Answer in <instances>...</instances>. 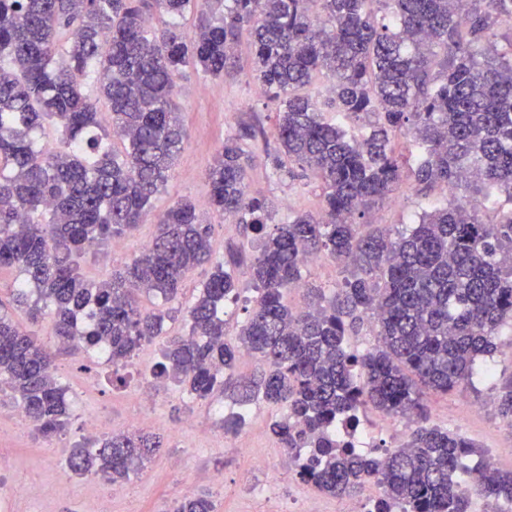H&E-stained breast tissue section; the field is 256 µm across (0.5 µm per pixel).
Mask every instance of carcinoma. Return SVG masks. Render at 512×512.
Returning a JSON list of instances; mask_svg holds the SVG:
<instances>
[{
	"label": "carcinoma",
	"instance_id": "obj_1",
	"mask_svg": "<svg viewBox=\"0 0 512 512\" xmlns=\"http://www.w3.org/2000/svg\"><path fill=\"white\" fill-rule=\"evenodd\" d=\"M0 0V269L24 281L13 298L34 321L53 313V335L108 352L115 379L161 335L170 311L144 312L138 297L170 303L194 269L212 264L187 309L188 333L170 337L154 377L193 401L226 390L243 353L259 375L235 383L242 407L261 397L285 415L270 430L304 454L298 475L330 495L366 483L381 488L375 512H473V496L512 506V470L461 478L477 452L464 436L429 427L424 391L472 382L476 362L496 351L512 320V0ZM387 18H378V9ZM172 22L159 28L154 16ZM195 17L193 29L176 20ZM68 34L66 44L61 35ZM248 36L252 78L278 112L269 155L275 173L310 170L322 207L272 224V206L249 196V145L261 131L241 124L224 140L207 179L209 205L255 234L249 276L254 305L240 345L224 336V302L238 279L212 261V225L180 200L157 221L150 248L104 279L80 259L134 230L154 208L181 152L174 88L192 64L214 78L241 72L235 47ZM331 92H310L317 76ZM112 130L98 121L99 102ZM362 123L355 133L349 124ZM59 134L53 150L31 133ZM425 188L470 191L499 213L458 202L423 213L395 234L361 231V220L407 178ZM342 264L327 305L294 310L285 295L301 282L300 256ZM373 320L377 344L349 351L345 337ZM45 437L70 418L51 352L0 315V387ZM371 404L418 425L385 459L353 446L355 414ZM498 413L512 427V379ZM342 424L347 438H336ZM165 447L161 434H113L72 450L68 471L129 478ZM173 512H214L187 495Z\"/></svg>",
	"mask_w": 512,
	"mask_h": 512
}]
</instances>
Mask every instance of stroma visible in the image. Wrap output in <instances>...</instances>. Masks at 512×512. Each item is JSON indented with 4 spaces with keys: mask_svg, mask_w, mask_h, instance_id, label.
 <instances>
[{
    "mask_svg": "<svg viewBox=\"0 0 512 512\" xmlns=\"http://www.w3.org/2000/svg\"><path fill=\"white\" fill-rule=\"evenodd\" d=\"M237 55L242 71L236 78H212L191 67L178 77L177 101L187 132L184 149L166 187L157 195L152 213L143 223L127 236L114 240L111 246L86 252L82 269L89 277L104 278L112 268L139 256L142 243L153 237L158 217L178 200L188 198L212 226L211 244L216 260L235 272L243 297L253 296L247 274L255 253L252 234L243 225L226 221L210 210L206 179L225 138L241 123L264 131L250 147L249 194L273 202L274 219L278 222L296 212L319 211L322 191L313 174L292 180L277 175L271 168L268 155L276 146L272 134L276 114L265 107L251 77L252 50L248 38H241ZM444 196V190L438 187L422 193L403 184L374 212L371 222L384 229H400L416 222ZM340 270V264L329 256H317L313 263L302 267L303 287L288 294L289 305L297 309L306 307L307 290L311 287L320 289L325 298H332L341 279ZM22 280L18 270H0V303L23 331L54 346L51 317L31 321L25 309L12 301ZM186 331L183 315L166 320L162 337L138 354L133 374L127 375L122 384L113 381L112 367L105 357L71 347L57 349L55 374L67 389L73 412L65 430L52 439H45L34 430H23L17 405L10 398L0 399V492L16 483L52 490L47 498L13 502L12 512H98L105 499L110 500L112 512H172L186 488L191 493L210 496L215 512H267L271 507L283 512L300 497L315 499L320 512H344L345 508L366 503V492L329 495L302 482L292 469L282 472L268 493L258 492V485L265 481L264 465H280L289 456L270 432L271 423L283 411L255 400L239 429L230 432L225 430L223 421L238 409L231 394L219 393L207 401H194L181 386L154 379L165 338ZM479 366L484 373L475 377L473 385L445 393L427 392L428 422L460 433L478 447V454L466 457V464L511 471L512 428L499 416L494 403L499 388L512 377V322L503 324L496 352L492 358L480 361ZM132 388L147 395L146 407L153 417L149 429L164 434L166 446L123 481V492L116 496L111 481L72 475L66 460L72 449L85 441L83 422L88 415H99L111 424L113 431L124 430L126 420L137 410L127 397ZM484 403L489 404V411L473 414V407ZM359 416L364 435L379 454L393 447L397 434L408 435L413 430L402 418L385 415L369 405L360 408ZM230 438L247 441L250 454L242 455L227 447ZM218 472L224 475L220 485L214 481Z\"/></svg>",
    "mask_w": 512,
    "mask_h": 512,
    "instance_id": "obj_1",
    "label": "stroma"
}]
</instances>
